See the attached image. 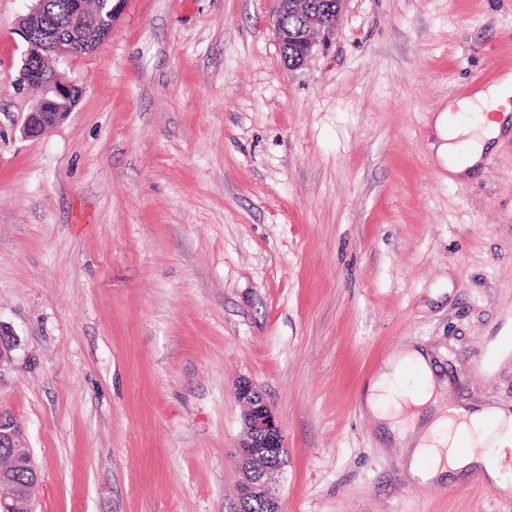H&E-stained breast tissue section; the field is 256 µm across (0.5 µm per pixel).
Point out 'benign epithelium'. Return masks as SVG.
Returning <instances> with one entry per match:
<instances>
[{"mask_svg": "<svg viewBox=\"0 0 512 512\" xmlns=\"http://www.w3.org/2000/svg\"><path fill=\"white\" fill-rule=\"evenodd\" d=\"M34 5L22 19V37L25 51L19 71V85L40 90V98L27 113L22 134L37 138L47 129L64 121L74 108L73 102L82 93L76 83L68 80L52 65V61L67 58L84 51L93 43L85 38L87 22L86 0H72L65 20L69 35L55 33L46 0H33ZM345 0H325L336 4L332 9L316 10L308 0H276V28L279 43L292 41L299 46L292 61L293 68L301 67L310 56L314 36L330 34L340 16ZM125 0H112L100 17L101 26L112 28L124 10ZM298 21V27L288 30V16ZM53 103L58 111H45L44 104ZM16 333L12 327L0 322V365L16 346ZM235 397L245 406L243 434L235 453L240 473L237 486L238 512H247L248 505L257 501L264 512H281L274 488L275 477L287 464V447L281 422L268 405L262 392L250 381L241 380L235 386ZM0 447L12 448L9 462L0 463V484L11 486L10 496L0 498V512H34L32 491L39 483L40 473L35 464L22 423L11 413L0 410ZM19 470L28 478L14 481Z\"/></svg>", "mask_w": 512, "mask_h": 512, "instance_id": "benign-epithelium-1", "label": "benign epithelium"}]
</instances>
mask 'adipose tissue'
<instances>
[{
	"instance_id": "obj_1",
	"label": "adipose tissue",
	"mask_w": 512,
	"mask_h": 512,
	"mask_svg": "<svg viewBox=\"0 0 512 512\" xmlns=\"http://www.w3.org/2000/svg\"><path fill=\"white\" fill-rule=\"evenodd\" d=\"M456 107L477 112L476 125H455L449 110H442L433 116L430 148L439 166L460 175L477 166L504 126L512 124V73H504L495 84L458 99ZM411 369L416 371L420 385L406 391L400 382ZM435 389L429 358L408 348L378 368L366 389L365 402L387 432L412 446L413 476L429 481L482 463L492 479H499L501 469L512 466V412L501 408L440 410ZM462 434L471 445L493 449V458L485 461L459 450L457 438Z\"/></svg>"
}]
</instances>
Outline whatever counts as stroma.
Here are the masks:
<instances>
[{"label":"stroma","mask_w":512,"mask_h":512,"mask_svg":"<svg viewBox=\"0 0 512 512\" xmlns=\"http://www.w3.org/2000/svg\"><path fill=\"white\" fill-rule=\"evenodd\" d=\"M31 0H0V409L35 512H235L258 387L288 463L281 512H512L469 473L411 480L364 402L424 348L445 405L512 407V130L465 180L430 118L512 72V0H346L288 69L275 0H126L83 94L20 128Z\"/></svg>","instance_id":"stroma-1"}]
</instances>
